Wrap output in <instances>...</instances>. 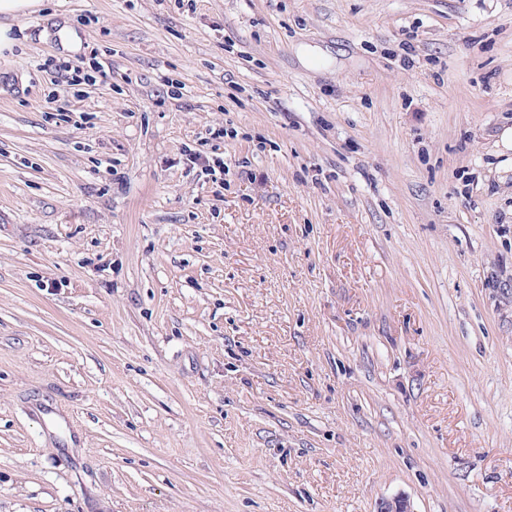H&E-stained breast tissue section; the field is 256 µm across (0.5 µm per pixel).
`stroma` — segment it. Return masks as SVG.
Returning a JSON list of instances; mask_svg holds the SVG:
<instances>
[{
	"instance_id": "obj_1",
	"label": "stroma",
	"mask_w": 512,
	"mask_h": 512,
	"mask_svg": "<svg viewBox=\"0 0 512 512\" xmlns=\"http://www.w3.org/2000/svg\"><path fill=\"white\" fill-rule=\"evenodd\" d=\"M11 35L0 512H512V0H40ZM52 56L112 79L50 101Z\"/></svg>"
}]
</instances>
